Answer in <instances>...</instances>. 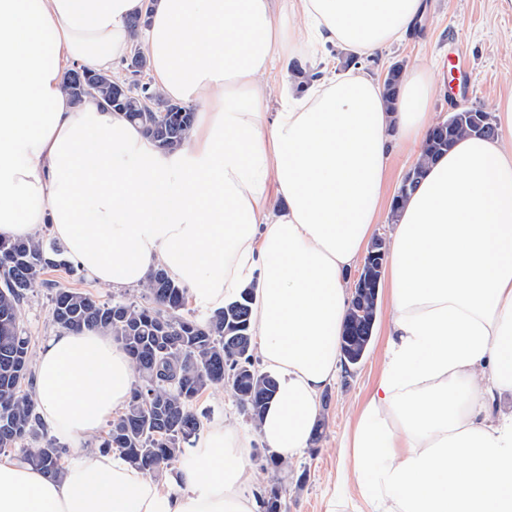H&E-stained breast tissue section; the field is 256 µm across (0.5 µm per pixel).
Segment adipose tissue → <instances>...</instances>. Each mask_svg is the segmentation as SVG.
Returning <instances> with one entry per match:
<instances>
[{
	"label": "adipose tissue",
	"mask_w": 512,
	"mask_h": 512,
	"mask_svg": "<svg viewBox=\"0 0 512 512\" xmlns=\"http://www.w3.org/2000/svg\"><path fill=\"white\" fill-rule=\"evenodd\" d=\"M274 2L0 0V237L51 225L97 282L138 286L161 266L209 309L254 286L278 379L255 432L200 435L177 492L111 454L78 455L55 481L0 458V512H261L253 441L288 461L308 448L340 368L344 274L380 222L393 146L429 131L440 86L412 72L390 103L363 65L423 0H289L280 20ZM140 10L156 90L200 104L173 153L64 85L71 66L111 72ZM334 48L354 59L345 72L326 65ZM300 56L307 86L269 83ZM493 122L495 138L429 164L392 221L386 363L344 445L366 512H512V95ZM35 369L37 413L67 441L131 397L132 363L98 331L58 330Z\"/></svg>",
	"instance_id": "1"
}]
</instances>
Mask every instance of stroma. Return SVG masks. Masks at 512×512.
<instances>
[{"label":"stroma","mask_w":512,"mask_h":512,"mask_svg":"<svg viewBox=\"0 0 512 512\" xmlns=\"http://www.w3.org/2000/svg\"><path fill=\"white\" fill-rule=\"evenodd\" d=\"M466 50L465 60L455 62L460 78L456 87H442L431 102L436 121H443L461 108L493 112L499 99L512 94V0H425V11L405 40L386 47L368 62L373 73H383L393 63L405 68L420 67L442 78V59L456 45ZM42 286L28 291L20 305L21 321L31 338L32 350L52 336L57 327L51 317L55 288H73L104 302L142 301L139 286L112 288L91 280L85 273L68 275L53 268L44 275ZM377 318L363 359L354 366H341L336 379L322 392L317 422L320 437L305 453L287 464L276 476L264 479V489H278L285 512H326L334 488H341L349 506L360 505L355 483H341L346 435L384 366L386 329L391 316L386 291L377 296ZM208 419H224L244 430L252 423L243 414L231 386L215 387L197 401Z\"/></svg>","instance_id":"stroma-1"}]
</instances>
